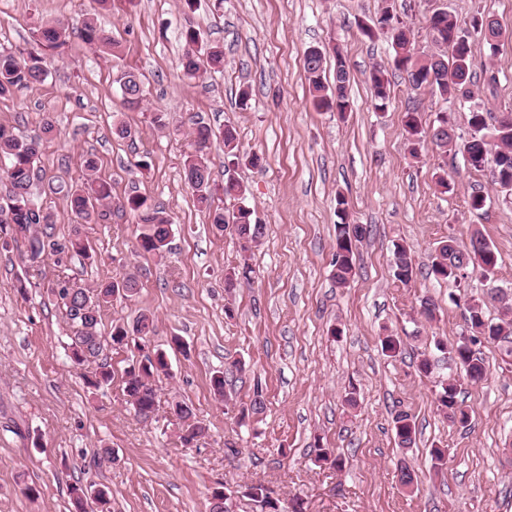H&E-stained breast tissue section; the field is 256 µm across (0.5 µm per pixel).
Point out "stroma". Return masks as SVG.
Listing matches in <instances>:
<instances>
[{
    "mask_svg": "<svg viewBox=\"0 0 512 512\" xmlns=\"http://www.w3.org/2000/svg\"><path fill=\"white\" fill-rule=\"evenodd\" d=\"M386 4L424 50L426 19L436 8L465 26L478 11L497 20L506 37L496 53L472 41L477 67L492 71L495 83L479 81L469 101L412 91L384 36L359 31ZM92 14L120 41V57H103L71 36L49 56L44 82L0 98V124L19 137L35 136L43 117L53 118L56 133L43 139L36 160L34 197L50 202L56 237L77 228L92 247L91 258L74 256L61 267L49 259L38 273L23 243L0 249V512H72L75 485L108 490L111 512H209L214 488L255 483L271 489L284 512L297 502L303 512H512V345L482 343L487 373L477 384L453 365L431 377L417 370L420 358L437 359L436 340L459 336L471 298L492 285L512 289V204L493 197L488 173L468 168L459 147L469 136L471 103L495 114L512 108V0H197L191 9L184 0H112L103 12L95 0H0V51L34 48L43 22L65 19L76 28ZM188 26L223 45V72L184 77L181 32ZM332 42L350 71L351 110L342 116L313 106L303 68L307 47ZM375 67L391 81L382 112L371 94ZM124 72L142 81L139 109L122 102L116 77ZM243 86L250 91L244 106L237 99ZM412 106L427 131L438 113H450L457 147L412 158L402 125ZM156 112L168 113L169 129L151 125ZM192 115L215 129L233 126L241 150L263 158L234 170L265 233L250 253L251 282L230 295L224 275L239 263L241 245L232 231H212L184 180ZM119 121L136 129L135 138L114 135ZM90 153L113 197L140 195L171 217L163 257L136 255L132 216L79 226L50 193L58 180L84 182L82 159ZM144 158L149 168L139 167ZM442 164L455 192L436 185ZM475 190L491 194L486 210L470 211ZM340 195L349 222L368 229L344 288L332 278ZM475 232L498 252L493 281L472 274L455 289L428 276L440 241L452 235L464 247ZM398 243L411 249L416 266L406 285L391 267ZM61 275L88 288L139 279L136 296L116 298L104 311L101 330L153 314L149 344L170 365L155 382L153 419L135 416L124 394L133 346L107 349L112 381L97 391L83 380L87 367L68 358L71 328L52 291ZM424 296L436 304L434 321L416 314ZM386 334L403 341L402 357L383 355ZM217 371L226 380L223 401L210 385ZM448 377L464 383L467 428L437 410V383ZM258 387L263 412L240 422ZM352 390L353 407L346 402ZM175 397L206 429L193 445L182 443V422L169 410ZM402 410L416 424L411 448L395 440L393 418ZM435 445L448 450L439 474L429 455ZM318 446L343 467L316 461ZM105 448L114 461L102 460ZM404 463L418 475L411 491L398 479ZM28 486L35 496L25 495Z\"/></svg>",
    "mask_w": 512,
    "mask_h": 512,
    "instance_id": "1",
    "label": "stroma"
}]
</instances>
